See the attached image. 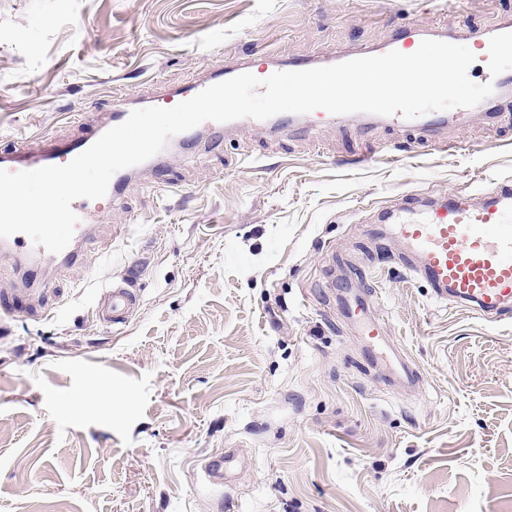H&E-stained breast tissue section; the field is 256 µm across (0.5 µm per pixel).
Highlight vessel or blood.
<instances>
[{"label":"vessel or blood","mask_w":512,"mask_h":512,"mask_svg":"<svg viewBox=\"0 0 512 512\" xmlns=\"http://www.w3.org/2000/svg\"><path fill=\"white\" fill-rule=\"evenodd\" d=\"M426 39L456 42L457 35L445 25H428L419 21L396 30L393 38L384 44L357 49V56L382 55L396 50L413 53ZM468 40L480 51L479 60L484 81L492 83L494 92L484 100V107L512 97V68L503 60L512 55V15L503 14L482 30L472 31ZM346 54L317 59L299 55L287 60L264 58L256 61L252 56L226 61L224 68L189 81L175 88H167L150 98V105L169 108L188 100L205 88L249 72L264 79L277 71L304 70L320 65H333L346 61ZM132 111L131 98L115 95L105 122L82 124L78 135L57 140L44 138L38 155L25 148L0 155V169L10 172L36 169L48 165H64L91 146L105 131L123 123ZM325 110L318 109L305 115L281 113L267 120L243 118L232 121V128L270 127L291 134L313 127L325 119ZM457 112H430L412 120L401 115L379 116L361 114L362 130L373 127L397 126L424 130L429 150L453 152L454 147L440 136L448 123L460 120ZM136 173L135 168L116 172L110 180L104 200L79 198L71 207L79 218L71 243L57 258L63 263L77 261L81 246L90 226L105 213L107 206L122 198ZM384 220L394 224L405 243L406 264L410 272L426 282L434 297L456 307L474 312L488 322L499 321L512 312V182L505 181L480 202H471L464 196L453 195L443 200H432L417 206L402 205L383 211ZM44 247L34 246L23 234L0 238V257L23 264L24 259L44 255ZM140 302L135 289L122 283H112L103 291L97 314L103 321L120 325ZM347 313L360 325V332L370 342L378 344L386 339L384 325L367 318L363 303L349 306Z\"/></svg>","instance_id":"1"}]
</instances>
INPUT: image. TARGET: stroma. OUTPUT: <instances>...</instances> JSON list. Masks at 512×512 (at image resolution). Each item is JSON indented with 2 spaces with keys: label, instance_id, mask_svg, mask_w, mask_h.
<instances>
[{
  "label": "stroma",
  "instance_id": "1",
  "mask_svg": "<svg viewBox=\"0 0 512 512\" xmlns=\"http://www.w3.org/2000/svg\"><path fill=\"white\" fill-rule=\"evenodd\" d=\"M512 0H0V148L70 137L229 55L325 56L417 20L487 27ZM425 153L353 121L313 135L230 130L171 149L105 213L79 265L43 263L42 316L0 314V512H512V318L436 301L402 248L375 250L401 191L479 200L512 178V122L475 115ZM391 161L345 165L369 142ZM132 273L125 326L105 284ZM366 302L390 360L340 306ZM226 458L224 484L203 466ZM139 302L140 296L134 288L113 281L108 288H104L97 314L112 326L124 324Z\"/></svg>",
  "mask_w": 512,
  "mask_h": 512
}]
</instances>
